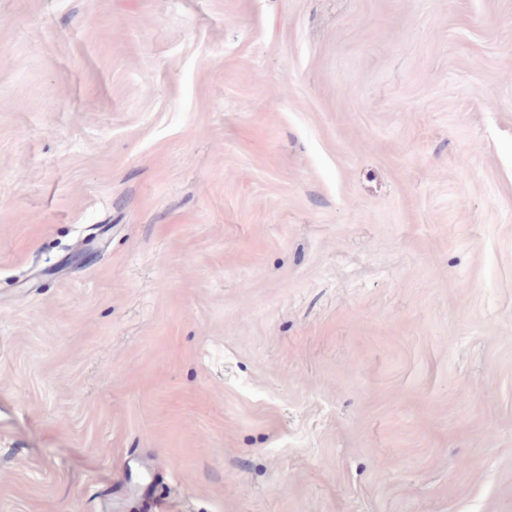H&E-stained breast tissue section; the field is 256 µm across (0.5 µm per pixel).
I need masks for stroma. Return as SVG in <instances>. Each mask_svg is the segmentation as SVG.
<instances>
[{"instance_id": "stroma-1", "label": "stroma", "mask_w": 512, "mask_h": 512, "mask_svg": "<svg viewBox=\"0 0 512 512\" xmlns=\"http://www.w3.org/2000/svg\"><path fill=\"white\" fill-rule=\"evenodd\" d=\"M0 512H512V0H0Z\"/></svg>"}]
</instances>
